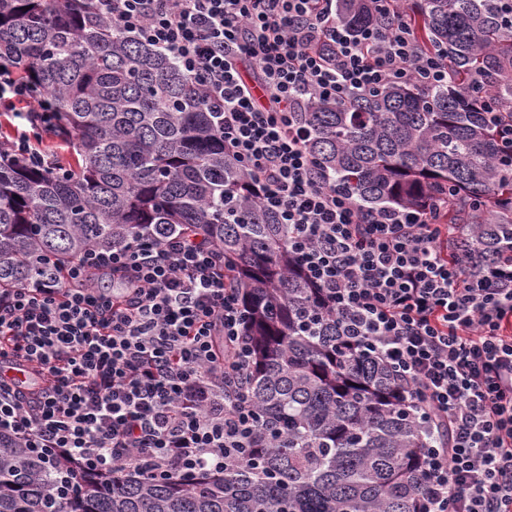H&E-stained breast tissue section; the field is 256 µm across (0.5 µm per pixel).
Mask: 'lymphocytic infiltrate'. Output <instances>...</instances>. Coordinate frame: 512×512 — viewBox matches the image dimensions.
Segmentation results:
<instances>
[{"label":"lymphocytic infiltrate","mask_w":512,"mask_h":512,"mask_svg":"<svg viewBox=\"0 0 512 512\" xmlns=\"http://www.w3.org/2000/svg\"><path fill=\"white\" fill-rule=\"evenodd\" d=\"M93 2L194 79L225 153L286 225L340 338L390 366L426 415L421 512H512V254L489 263L456 248L458 225L429 210L365 211L308 152L313 97L426 91L447 83L444 56L421 50L394 0H371L390 28L355 36L337 27L336 0ZM473 84L475 108L512 156V114L483 76ZM0 107V151L59 170L38 83L0 66ZM100 276L119 293L102 292ZM12 363L31 367L41 388L5 374ZM252 364L223 251L175 227L145 225L30 285L0 287V434L64 479L237 467L254 443Z\"/></svg>","instance_id":"f902f5d3"}]
</instances>
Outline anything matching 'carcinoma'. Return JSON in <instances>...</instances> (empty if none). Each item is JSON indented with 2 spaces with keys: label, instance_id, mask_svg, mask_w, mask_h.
<instances>
[{
  "label": "carcinoma",
  "instance_id": "cac0c4a2",
  "mask_svg": "<svg viewBox=\"0 0 512 512\" xmlns=\"http://www.w3.org/2000/svg\"><path fill=\"white\" fill-rule=\"evenodd\" d=\"M410 18L422 47L448 56V84L316 98L308 150L368 211L448 197L459 246L497 260L512 249V161L472 107L470 79L485 75L512 105V30L497 0H415ZM335 20L353 32L379 23L368 0H338ZM0 60L41 85L56 137L81 157L64 176L0 157V284L33 282L43 259L124 244L145 224L213 241L248 310L258 443L222 474L102 475L62 495L42 462L0 437V512H419L425 417L391 368L336 338L286 226L224 154L192 78L92 0H0Z\"/></svg>",
  "mask_w": 512,
  "mask_h": 512
}]
</instances>
